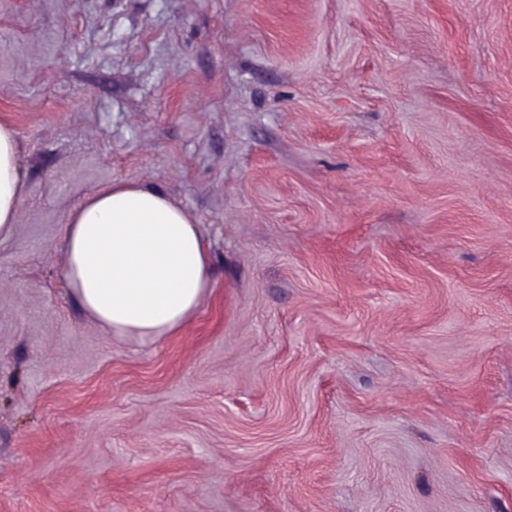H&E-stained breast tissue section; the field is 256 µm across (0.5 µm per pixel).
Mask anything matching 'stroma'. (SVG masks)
Listing matches in <instances>:
<instances>
[{"label":"stroma","instance_id":"1","mask_svg":"<svg viewBox=\"0 0 512 512\" xmlns=\"http://www.w3.org/2000/svg\"><path fill=\"white\" fill-rule=\"evenodd\" d=\"M0 512H512V0H0ZM206 294L115 336L65 277L115 183ZM25 191L14 131L10 126L0 124V242L12 237Z\"/></svg>","mask_w":512,"mask_h":512}]
</instances>
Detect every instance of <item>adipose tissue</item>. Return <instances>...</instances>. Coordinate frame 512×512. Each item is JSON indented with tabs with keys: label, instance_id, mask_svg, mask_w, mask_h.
Here are the masks:
<instances>
[{
	"label": "adipose tissue",
	"instance_id": "adipose-tissue-1",
	"mask_svg": "<svg viewBox=\"0 0 512 512\" xmlns=\"http://www.w3.org/2000/svg\"><path fill=\"white\" fill-rule=\"evenodd\" d=\"M26 186L12 128L0 124V242L11 238ZM64 276L113 335L161 336L198 307L209 254L198 224L160 191L116 183L70 212Z\"/></svg>",
	"mask_w": 512,
	"mask_h": 512
}]
</instances>
